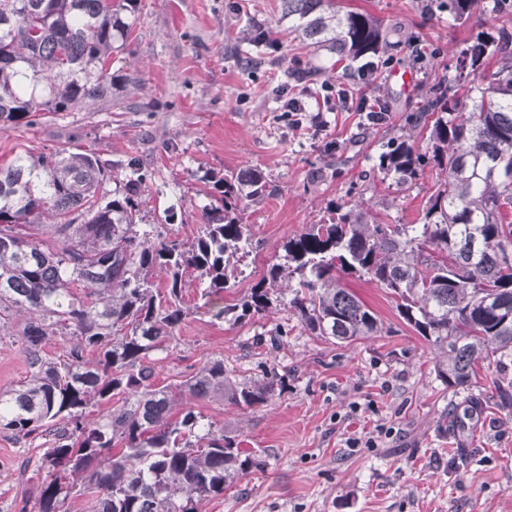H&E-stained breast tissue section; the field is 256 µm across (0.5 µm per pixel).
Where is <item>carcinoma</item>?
<instances>
[{
    "label": "carcinoma",
    "mask_w": 512,
    "mask_h": 512,
    "mask_svg": "<svg viewBox=\"0 0 512 512\" xmlns=\"http://www.w3.org/2000/svg\"><path fill=\"white\" fill-rule=\"evenodd\" d=\"M478 2L427 0L425 8L462 20ZM136 12L137 0H0V124L112 102V66L125 64ZM281 19L309 48L341 61L372 62L389 45L371 14L335 0H281ZM464 55L472 72L491 58L501 66L463 97L448 94L463 73L434 80L415 117L431 153L402 140L379 155L380 172L399 186L435 170L419 223L382 224L356 202H332L328 219L288 238L248 292L224 306L221 294L243 279L252 246L246 201L275 192L260 172L202 177L209 203L197 232L182 239L165 232L176 204L145 222L152 173L135 159L117 174L92 151L62 148L0 166V339L25 318L29 368L22 385L0 389V430L50 437L38 465L50 481L34 512H67L78 488L93 497L92 512H201L256 465L237 435L190 402L260 406L285 385L275 370L240 381L215 360L174 387L154 384L152 354L167 350L187 317L182 295L192 281L215 320L289 311L334 344L382 332L343 279L375 282L440 351L437 374L459 389L491 357H512V262L504 259L512 251V29L481 35ZM51 336L72 339L55 359L44 351Z\"/></svg>",
    "instance_id": "cac0c4a2"
}]
</instances>
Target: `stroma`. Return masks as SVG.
I'll list each match as a JSON object with an SVG mask.
<instances>
[{"label": "stroma", "instance_id": "1", "mask_svg": "<svg viewBox=\"0 0 512 512\" xmlns=\"http://www.w3.org/2000/svg\"><path fill=\"white\" fill-rule=\"evenodd\" d=\"M281 0H138L126 51L125 79L112 89V107L65 112L51 122L0 126V163L22 151L61 147L97 152L114 166L137 158L153 173L145 214L155 222L170 204L181 206L172 229L192 236L205 204L201 177L255 169L274 196L249 202L244 221L256 246L245 278L230 292L242 297L283 242L326 218L330 201L352 200L395 224L416 223L434 191L431 174L409 189L389 187L378 157L392 141L428 151L413 118L435 74L460 66L463 49L481 32L504 23L493 0L457 21L447 11L424 13L420 0H345L369 12L382 29H397L399 45L379 58L369 99L387 115L372 124L351 108L323 112L322 127L292 129L276 89L300 90L291 71H318L310 89L349 82L334 56L312 53L281 38L256 49L237 40L255 22L275 26ZM256 67L237 61L240 51ZM410 75L409 83L397 72ZM345 284L380 318L381 335L336 346L310 335L296 317L275 312L246 324L196 312V285L183 292L191 313L155 363L159 386L181 382L204 363L223 360L237 375L257 380L276 369L283 391L264 405L195 403L209 420L236 434L259 461L236 475L202 512H512V363L491 364L466 390L438 377V352L398 315L384 288L353 277ZM287 335L275 346L260 339L275 323ZM29 374L20 337L0 339V389ZM370 436L368 448L346 440ZM42 439L0 432V512L34 504L39 478L30 477L44 452Z\"/></svg>", "mask_w": 512, "mask_h": 512}]
</instances>
